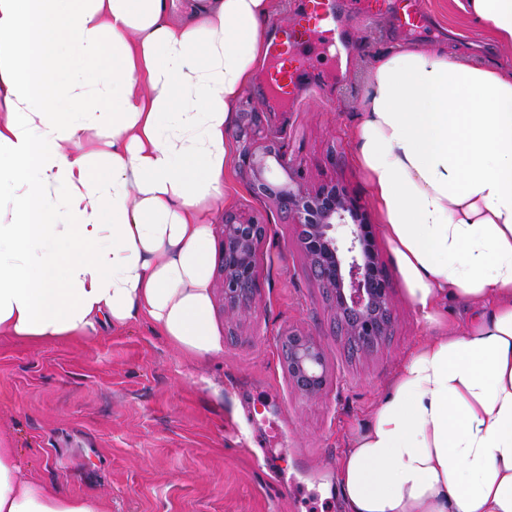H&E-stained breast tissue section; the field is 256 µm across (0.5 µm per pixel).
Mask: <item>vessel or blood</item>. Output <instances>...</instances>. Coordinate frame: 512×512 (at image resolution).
I'll use <instances>...</instances> for the list:
<instances>
[{"label": "vessel or blood", "mask_w": 512, "mask_h": 512, "mask_svg": "<svg viewBox=\"0 0 512 512\" xmlns=\"http://www.w3.org/2000/svg\"><path fill=\"white\" fill-rule=\"evenodd\" d=\"M306 23L287 37L273 41L271 53L278 63L272 84L275 92L297 99L300 77L308 65L307 53L312 43H320L323 54L344 40L348 23L339 11L338 0H306Z\"/></svg>", "instance_id": "obj_1"}]
</instances>
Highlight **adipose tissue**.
<instances>
[{
  "label": "adipose tissue",
  "instance_id": "obj_1",
  "mask_svg": "<svg viewBox=\"0 0 512 512\" xmlns=\"http://www.w3.org/2000/svg\"><path fill=\"white\" fill-rule=\"evenodd\" d=\"M512 43V0H454ZM274 0H0V335L91 340L149 323L223 352L213 228L232 108L267 60ZM354 160L422 324L345 452V512H512V72L446 48L376 56ZM478 303L439 330L448 300ZM0 512H101L20 480Z\"/></svg>",
  "mask_w": 512,
  "mask_h": 512
}]
</instances>
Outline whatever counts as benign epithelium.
<instances>
[{
  "mask_svg": "<svg viewBox=\"0 0 512 512\" xmlns=\"http://www.w3.org/2000/svg\"><path fill=\"white\" fill-rule=\"evenodd\" d=\"M236 138L242 141L251 192L271 200L296 225L312 275L334 305L343 336L361 351L375 348L391 328L390 280L375 252L372 225L361 205L334 183L308 188L300 166L283 151L277 137L255 147L240 122ZM274 164L285 172L287 182L269 177ZM266 235L267 224L259 218L224 213L220 258L224 305L232 311L248 309L257 293L256 256ZM283 348L293 386L309 398L320 396L326 372L317 340L290 329Z\"/></svg>",
  "mask_w": 512,
  "mask_h": 512,
  "instance_id": "7a95c632",
  "label": "benign epithelium"
}]
</instances>
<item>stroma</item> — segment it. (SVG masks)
<instances>
[{
	"instance_id": "obj_1",
	"label": "stroma",
	"mask_w": 512,
	"mask_h": 512,
	"mask_svg": "<svg viewBox=\"0 0 512 512\" xmlns=\"http://www.w3.org/2000/svg\"><path fill=\"white\" fill-rule=\"evenodd\" d=\"M419 2L426 23L418 32L400 31L390 14L353 21L348 66L313 57L294 103L281 105L256 82L235 114H254L260 133L276 135L308 186L339 183L371 209L350 132L375 56L410 41L448 48L467 64L512 68V44L470 25L453 0ZM230 180V202L211 215L214 232L228 212L262 217L269 230L249 312L225 309L223 277L213 276L223 353L190 358L143 321L91 341L0 338V446L19 450L23 480L93 495L103 512H341L329 493L340 457L426 332L379 234L392 328L373 350L351 349L293 225L251 194L241 163ZM291 329L321 346L327 386L319 397L289 381L282 344Z\"/></svg>"
}]
</instances>
